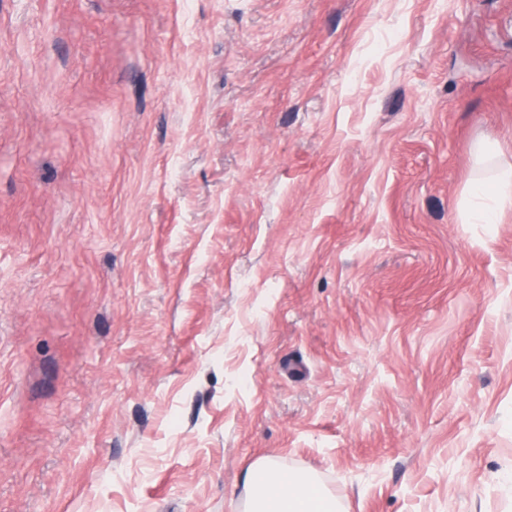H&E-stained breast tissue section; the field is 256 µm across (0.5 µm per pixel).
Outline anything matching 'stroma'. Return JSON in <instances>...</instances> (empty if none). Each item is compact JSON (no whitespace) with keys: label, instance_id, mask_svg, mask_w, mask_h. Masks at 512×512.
Segmentation results:
<instances>
[{"label":"stroma","instance_id":"35a3bbf8","mask_svg":"<svg viewBox=\"0 0 512 512\" xmlns=\"http://www.w3.org/2000/svg\"><path fill=\"white\" fill-rule=\"evenodd\" d=\"M512 0H0V512H512ZM480 189L475 194V213L485 211L487 206L501 207L512 202V166L498 165L490 175L479 180ZM245 486L250 491L246 512L343 511L316 473L287 469L272 458L262 457L250 465Z\"/></svg>","mask_w":512,"mask_h":512}]
</instances>
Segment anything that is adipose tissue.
Listing matches in <instances>:
<instances>
[{
  "instance_id": "1",
  "label": "adipose tissue",
  "mask_w": 512,
  "mask_h": 512,
  "mask_svg": "<svg viewBox=\"0 0 512 512\" xmlns=\"http://www.w3.org/2000/svg\"><path fill=\"white\" fill-rule=\"evenodd\" d=\"M512 202V166H496L482 177L475 194V210ZM245 485L250 491L246 512H342L335 496L328 492L318 475L311 471L290 470L278 461L262 457L247 470Z\"/></svg>"
}]
</instances>
